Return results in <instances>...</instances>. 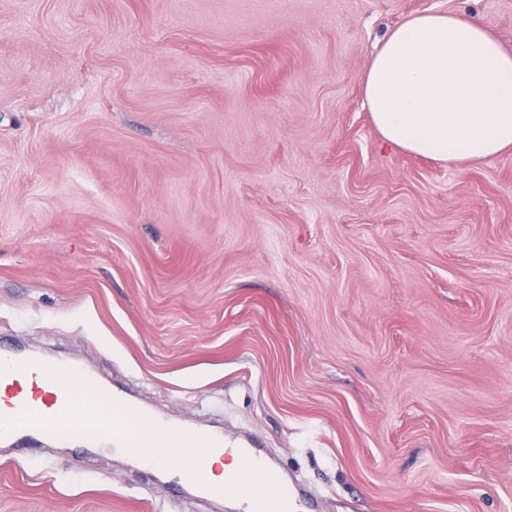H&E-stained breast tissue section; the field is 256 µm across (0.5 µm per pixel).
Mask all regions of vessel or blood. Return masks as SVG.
<instances>
[{
    "label": "vessel or blood",
    "mask_w": 512,
    "mask_h": 512,
    "mask_svg": "<svg viewBox=\"0 0 512 512\" xmlns=\"http://www.w3.org/2000/svg\"><path fill=\"white\" fill-rule=\"evenodd\" d=\"M67 404V394L40 369L15 370L0 375V416L13 417L22 410L57 417Z\"/></svg>",
    "instance_id": "obj_1"
}]
</instances>
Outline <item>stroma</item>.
I'll return each instance as SVG.
<instances>
[{
  "instance_id": "stroma-1",
  "label": "stroma",
  "mask_w": 512,
  "mask_h": 512,
  "mask_svg": "<svg viewBox=\"0 0 512 512\" xmlns=\"http://www.w3.org/2000/svg\"><path fill=\"white\" fill-rule=\"evenodd\" d=\"M512 0H0V339L257 441L317 512H512V150L383 146L414 14ZM171 502L93 441L0 449V512Z\"/></svg>"
}]
</instances>
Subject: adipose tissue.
Listing matches in <instances>:
<instances>
[{
  "label": "adipose tissue",
  "instance_id": "ef3b65f1",
  "mask_svg": "<svg viewBox=\"0 0 512 512\" xmlns=\"http://www.w3.org/2000/svg\"><path fill=\"white\" fill-rule=\"evenodd\" d=\"M363 91L386 145L442 160L512 149V52L477 20L409 18L373 54Z\"/></svg>",
  "mask_w": 512,
  "mask_h": 512
}]
</instances>
